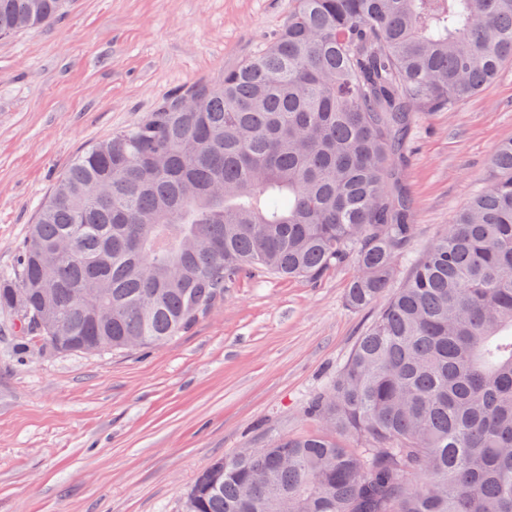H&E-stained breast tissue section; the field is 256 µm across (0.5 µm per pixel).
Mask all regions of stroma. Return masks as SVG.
<instances>
[{
	"label": "stroma",
	"instance_id": "1",
	"mask_svg": "<svg viewBox=\"0 0 512 512\" xmlns=\"http://www.w3.org/2000/svg\"><path fill=\"white\" fill-rule=\"evenodd\" d=\"M293 0H65L0 39V271L87 145L165 96L222 78ZM512 140V64L410 140L416 230L393 287L491 176ZM353 261L320 278L243 279L186 333L140 350L53 354L0 311V512H184L213 459L318 432L308 415L377 315L349 309Z\"/></svg>",
	"mask_w": 512,
	"mask_h": 512
}]
</instances>
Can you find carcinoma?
<instances>
[{"label":"carcinoma","mask_w":512,"mask_h":512,"mask_svg":"<svg viewBox=\"0 0 512 512\" xmlns=\"http://www.w3.org/2000/svg\"><path fill=\"white\" fill-rule=\"evenodd\" d=\"M61 5L0 0V37ZM508 62L512 0H294L224 77L74 157L0 272V309L55 353L133 350L244 276L314 280L351 258L362 310L414 237L411 131ZM492 169L307 406L324 431L213 460L191 512H512V140Z\"/></svg>","instance_id":"obj_1"}]
</instances>
